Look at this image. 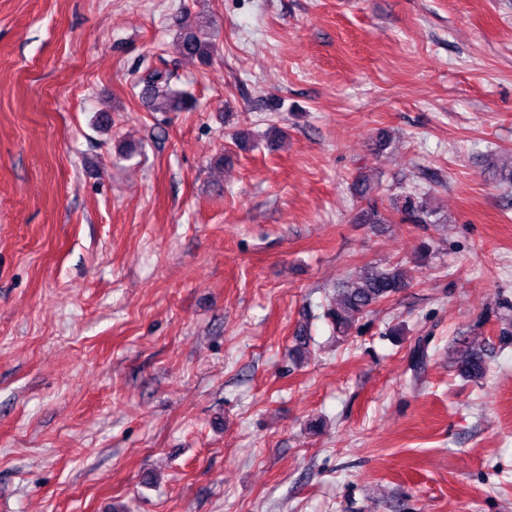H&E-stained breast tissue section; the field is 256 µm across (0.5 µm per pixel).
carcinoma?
<instances>
[{"mask_svg": "<svg viewBox=\"0 0 512 512\" xmlns=\"http://www.w3.org/2000/svg\"><path fill=\"white\" fill-rule=\"evenodd\" d=\"M177 48L181 55L207 62L212 54L214 43L209 27L188 19L179 21ZM173 91L170 88V76L157 70L150 72L144 81L140 95L152 102L156 112H169ZM373 190L369 179L364 178L355 185L359 198L368 201L363 210V222L367 224L386 223L377 207L370 199ZM392 210L400 216L404 224H435L437 208L430 199L403 186L390 197ZM411 276L407 269L400 266L363 269L353 279L346 280L337 288L336 306L327 309L326 315L337 332L346 335L355 319L365 314L373 305L389 298L410 284ZM485 361L481 351H471L459 365V372L465 378L477 379L484 375Z\"/></svg>", "mask_w": 512, "mask_h": 512, "instance_id": "cac0c4a2", "label": "carcinoma"}]
</instances>
